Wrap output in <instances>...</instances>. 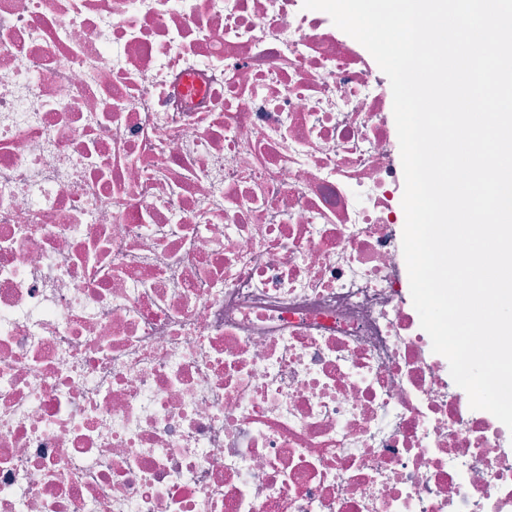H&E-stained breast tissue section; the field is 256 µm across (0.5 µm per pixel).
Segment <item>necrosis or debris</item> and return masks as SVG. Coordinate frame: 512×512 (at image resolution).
<instances>
[{
  "instance_id": "4bbe7bcc",
  "label": "necrosis or debris",
  "mask_w": 512,
  "mask_h": 512,
  "mask_svg": "<svg viewBox=\"0 0 512 512\" xmlns=\"http://www.w3.org/2000/svg\"><path fill=\"white\" fill-rule=\"evenodd\" d=\"M385 80L303 0H0V512H512Z\"/></svg>"
}]
</instances>
